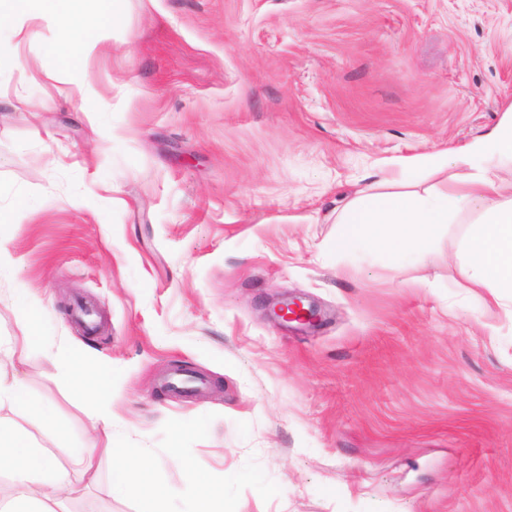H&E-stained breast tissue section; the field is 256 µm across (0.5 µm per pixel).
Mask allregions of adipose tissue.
Returning a JSON list of instances; mask_svg holds the SVG:
<instances>
[{"label":"adipose tissue","mask_w":512,"mask_h":512,"mask_svg":"<svg viewBox=\"0 0 512 512\" xmlns=\"http://www.w3.org/2000/svg\"><path fill=\"white\" fill-rule=\"evenodd\" d=\"M21 16L46 21L57 33V50L73 61L71 45L82 40L86 49L95 42L85 36L70 8L72 0H12ZM493 154L494 165L469 176L465 185L427 196L398 191L357 197L343 210L337 241L350 247L366 243L386 251H431L454 215L477 213L460 243L456 266L458 284L472 294H485L486 304L512 313V194L498 171L512 169V110L488 135L478 137L453 153L458 164L477 155ZM54 425L51 404L29 397L24 383L0 374V461L13 480L14 495L0 499V512H67L77 486L70 473L50 459L49 451L22 428L16 414ZM112 487L139 498L138 512H160V497L149 487L145 454L139 448H113Z\"/></svg>","instance_id":"obj_1"}]
</instances>
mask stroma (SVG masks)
<instances>
[{"label": "stroma", "mask_w": 512, "mask_h": 512, "mask_svg": "<svg viewBox=\"0 0 512 512\" xmlns=\"http://www.w3.org/2000/svg\"><path fill=\"white\" fill-rule=\"evenodd\" d=\"M71 66L0 0V366L50 402L20 425L79 502L137 512L79 456L146 452L165 512L191 462L234 512H512V316L455 281L459 214L433 251L336 245L386 160L450 155L512 108V0H114ZM24 284L41 300L22 321ZM315 303L320 327L263 303ZM104 313L76 323L79 302ZM112 373L111 438L62 374ZM203 396L161 386L174 366Z\"/></svg>", "instance_id": "stroma-1"}]
</instances>
